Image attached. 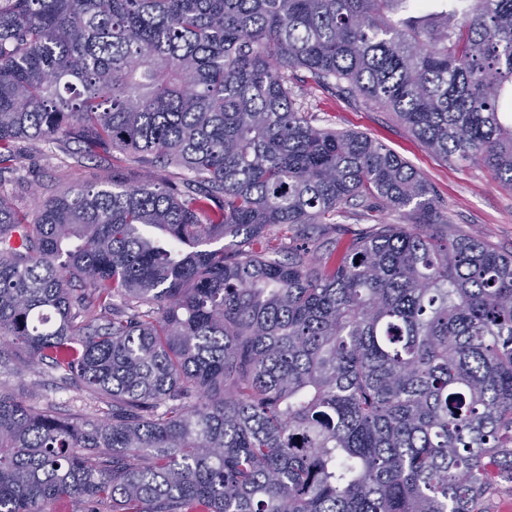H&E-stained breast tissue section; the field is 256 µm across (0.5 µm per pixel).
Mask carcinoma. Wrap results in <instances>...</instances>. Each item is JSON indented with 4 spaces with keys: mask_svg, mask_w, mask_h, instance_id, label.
<instances>
[{
    "mask_svg": "<svg viewBox=\"0 0 512 512\" xmlns=\"http://www.w3.org/2000/svg\"><path fill=\"white\" fill-rule=\"evenodd\" d=\"M432 2L0 0V165L45 140L141 169L34 214L0 194V339L101 404L0 391V512L512 493V254L448 233L407 161L298 104L360 98L512 191V0ZM356 199L406 223L320 252Z\"/></svg>",
    "mask_w": 512,
    "mask_h": 512,
    "instance_id": "1",
    "label": "carcinoma"
}]
</instances>
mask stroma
I'll use <instances>...</instances> for the list:
<instances>
[{
	"instance_id": "obj_1",
	"label": "stroma",
	"mask_w": 512,
	"mask_h": 512,
	"mask_svg": "<svg viewBox=\"0 0 512 512\" xmlns=\"http://www.w3.org/2000/svg\"><path fill=\"white\" fill-rule=\"evenodd\" d=\"M317 111L324 125L366 133L408 161L433 186L450 232L482 238L496 250L512 254V191L501 188L485 168L435 155L379 107L326 92L318 98ZM17 147L20 158L13 169L0 172V181L13 203L32 212L77 185L111 183L117 167L111 155L87 156L75 144L22 140ZM14 364L11 346L0 344V390L25 401L51 402L63 416L83 408L85 393L75 384L59 380L43 365L16 374Z\"/></svg>"
}]
</instances>
